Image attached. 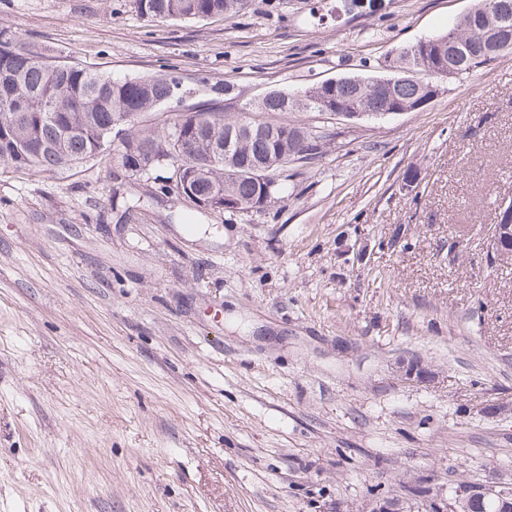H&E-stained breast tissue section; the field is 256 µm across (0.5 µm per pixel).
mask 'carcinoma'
<instances>
[{
    "instance_id": "cac0c4a2",
    "label": "carcinoma",
    "mask_w": 512,
    "mask_h": 512,
    "mask_svg": "<svg viewBox=\"0 0 512 512\" xmlns=\"http://www.w3.org/2000/svg\"><path fill=\"white\" fill-rule=\"evenodd\" d=\"M248 0H135L140 15L151 19H202L220 14L231 18ZM487 0H474L466 25L454 24L428 40L413 56L398 54L384 61L388 67L378 77L344 76L334 85L322 82L300 90L316 102L310 112H333L336 106L372 111L392 108L417 110L429 96L428 81L409 72L442 66L447 75L486 69L499 55L512 49V0L506 10L490 13ZM457 42L469 44L462 57L454 52ZM386 81L384 87L375 85ZM181 86L174 75L162 78L116 80L93 69L62 59V51L46 44L26 43L15 33L0 29V165L52 170L79 164L111 149L113 131L123 132V150L117 167L137 173L161 162L172 163L169 151L177 146L197 172L200 194L212 205L224 204V193L250 202L256 209L274 201L290 174L279 160L288 154L295 160L320 153L318 141L328 133L284 119L276 123L285 138L254 131L236 158L237 169L228 173L226 146L238 127L253 125L247 113L228 117L211 108L197 109L183 118L176 114L170 131L163 135L137 134L129 128L134 117L172 100ZM261 164L270 169L272 183L256 181L242 169Z\"/></svg>"
}]
</instances>
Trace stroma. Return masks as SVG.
Returning a JSON list of instances; mask_svg holds the SVG:
<instances>
[{
  "instance_id": "stroma-1",
  "label": "stroma",
  "mask_w": 512,
  "mask_h": 512,
  "mask_svg": "<svg viewBox=\"0 0 512 512\" xmlns=\"http://www.w3.org/2000/svg\"><path fill=\"white\" fill-rule=\"evenodd\" d=\"M338 3L180 21L0 0V29L115 78L175 73L182 99L134 121L160 133L376 76L474 0ZM440 85L382 119L292 113L335 137L259 211L197 212L161 192L167 165L0 167V512H417L461 475L512 482V267L487 258L512 199V51ZM412 359L429 380H405ZM503 200L497 212L495 223L490 226L491 243L512 237V202Z\"/></svg>"
}]
</instances>
